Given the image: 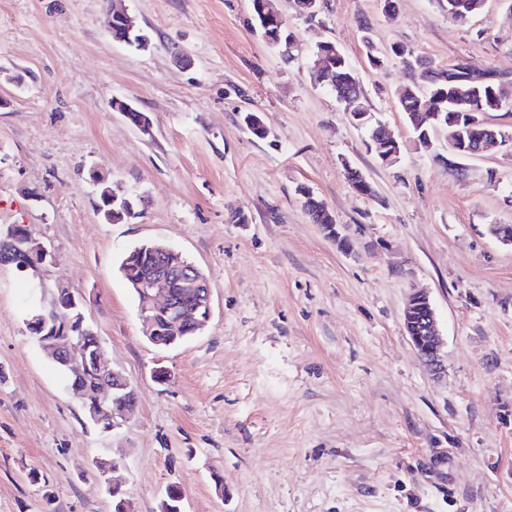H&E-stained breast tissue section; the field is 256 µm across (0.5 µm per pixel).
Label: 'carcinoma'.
Segmentation results:
<instances>
[{"mask_svg": "<svg viewBox=\"0 0 512 512\" xmlns=\"http://www.w3.org/2000/svg\"><path fill=\"white\" fill-rule=\"evenodd\" d=\"M262 0H252L255 19L266 42L278 49L282 56L292 58L296 37L288 30L285 23L261 12ZM448 2V18L463 23L469 17L479 13L485 6V0H446ZM143 34L131 27L116 15L112 16V39L127 44L144 47ZM314 61L322 64L318 79L336 96L342 111L368 112L370 105L366 98L355 92L347 94L348 79L355 77L354 70L345 54L336 43L324 41L317 45ZM416 65H423L421 75L425 84L414 82L405 86L399 95V108L410 124L417 140H422L423 131L436 124L448 133V147L458 154L466 151L476 141L478 132L466 125L468 112H494L496 105L489 90L488 83H470L467 81H449L448 72L462 74V70L454 68L450 71L440 69L426 58L416 59ZM426 112H441L443 117L435 123L424 118ZM99 207L102 216L113 223L123 222L135 217L142 207L143 200L132 196L107 181L98 186ZM303 207L315 224H333L335 219L325 203L315 197L303 198ZM153 252L150 244L144 243L131 250L123 259L120 269L128 284H133L151 264Z\"/></svg>", "mask_w": 512, "mask_h": 512, "instance_id": "carcinoma-1", "label": "carcinoma"}]
</instances>
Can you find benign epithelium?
I'll return each mask as SVG.
<instances>
[{"mask_svg": "<svg viewBox=\"0 0 512 512\" xmlns=\"http://www.w3.org/2000/svg\"><path fill=\"white\" fill-rule=\"evenodd\" d=\"M491 143L512 151V134L505 133L501 138L495 135L483 140L477 148L468 151V155L483 152ZM154 254L155 263L138 284L141 296L138 313L142 331L158 346L162 341L154 336L153 313L165 311L169 326L175 333L187 329L196 333L210 317L213 286L199 268L183 262L182 255L172 247L160 245ZM3 261L6 265L30 269L44 280L49 276L54 257L50 251L34 242L26 226L14 224ZM55 290L58 294L54 295L50 308H63L64 317L52 322L34 318L26 321L27 329L38 337L50 356L69 370L80 374L85 371L93 373L98 387L94 388L91 417L95 421L106 417L109 430L120 427L131 420L136 410L134 404L118 395V392L129 389L130 383L124 375L105 363L100 346L91 350L85 345V316L81 299L59 282L55 284ZM404 324L422 364L434 373L442 372L443 340L427 291L419 289L410 294L404 309Z\"/></svg>", "mask_w": 512, "mask_h": 512, "instance_id": "benign-epithelium-1", "label": "benign epithelium"}]
</instances>
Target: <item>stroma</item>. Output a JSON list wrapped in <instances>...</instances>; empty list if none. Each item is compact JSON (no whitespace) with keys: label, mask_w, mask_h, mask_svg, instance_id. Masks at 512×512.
Listing matches in <instances>:
<instances>
[{"label":"stroma","mask_w":512,"mask_h":512,"mask_svg":"<svg viewBox=\"0 0 512 512\" xmlns=\"http://www.w3.org/2000/svg\"><path fill=\"white\" fill-rule=\"evenodd\" d=\"M116 3L148 48L113 41ZM268 3L297 37L292 59L262 38L251 0H0V231L28 225L53 254L51 282L83 298L137 394L128 424L94 425L26 328L49 291L0 266V512H113L101 467L115 459L132 512H158L172 486L183 512H512V245L496 235L512 227V154L487 149L457 174L447 137L421 145L398 105L418 57L512 76V0L464 25L437 0H397L392 15L318 0L312 17ZM323 41L394 131L396 162L318 81ZM116 100L148 113L151 134ZM349 164L373 194L351 187ZM94 169L144 199L138 217L97 213ZM303 187L346 247L308 219ZM147 241L213 285L205 328L170 348L144 337L119 270ZM415 288L444 340L439 377L404 326Z\"/></svg>","instance_id":"1"}]
</instances>
